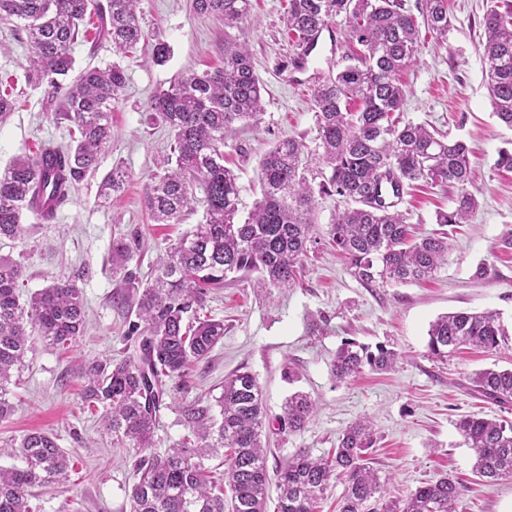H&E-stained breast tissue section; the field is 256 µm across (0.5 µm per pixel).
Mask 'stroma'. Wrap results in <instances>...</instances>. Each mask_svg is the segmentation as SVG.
<instances>
[{"label": "stroma", "mask_w": 512, "mask_h": 512, "mask_svg": "<svg viewBox=\"0 0 512 512\" xmlns=\"http://www.w3.org/2000/svg\"><path fill=\"white\" fill-rule=\"evenodd\" d=\"M249 13L236 24L195 14L189 0H142L140 24L145 41L118 58L109 40L100 38L97 19L86 20L73 47L76 68H106L119 63L127 81L112 105V140L102 151L97 171L74 191L55 223L28 227L23 238L0 241V257L24 266L27 292L53 279L85 269L80 281L86 327L71 350L32 337V349L18 373L9 400L13 411L0 421V441L31 430L53 434L75 460L68 482L37 492V512H132L134 453L112 444L98 413L81 402V364L131 353L129 315L112 305L121 282L112 275V241L138 233L142 247L129 268L147 280L158 253L199 223L202 208L182 223H153L145 206V186L170 152L171 135L161 120H150L153 96L179 75L220 67L224 46L246 45L263 85V111L257 122L235 124L224 140V163L238 176L240 210L248 212L261 197L257 167L263 154L288 137L305 146L310 167L321 170L322 150L312 95L334 74L350 51L342 19L321 35L303 71L286 66L294 44L283 16L288 0H250ZM486 0H448L452 28L447 40L427 27L419 29L418 52L400 79L407 91L404 119L433 127L471 149L469 191L478 206L468 223L449 239L448 258L432 278L418 284L367 288L361 285L335 249L327 229L346 205L334 194L318 195L313 240L295 284L263 287L250 276L226 281L215 290L205 315L224 322V340L208 362L190 376L170 383L162 409L155 450L178 447L189 429L179 408L199 398L219 397L224 379L235 371L252 373L259 382L268 417L295 391L308 393L316 412L304 432L288 435L266 427L267 466L276 469L298 451L317 457L335 448L351 423L370 418L376 443L369 451L388 499H403L419 486L448 473L458 479L460 512H512V480L486 482L473 470V457L455 421L463 414L512 422V404L483 400L469 378L492 366L512 367V342L496 353L478 348L458 351L440 362L426 354L428 330L439 316L459 312H500L512 322V171L496 165L501 149H512V129L493 113L483 75V16ZM164 41L169 57L153 60V46ZM0 79L15 87L19 102L0 125V171L40 141L71 142L68 123L54 122L45 92L25 79L30 48L0 25ZM127 173L123 192L111 201L100 197V184L113 167ZM457 190L417 186L400 206L418 232L439 231L436 214L452 207ZM384 342L402 359L390 373L364 372L336 382L332 363L345 340Z\"/></svg>", "instance_id": "stroma-1"}]
</instances>
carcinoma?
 <instances>
[{
	"label": "carcinoma",
	"instance_id": "carcinoma-1",
	"mask_svg": "<svg viewBox=\"0 0 512 512\" xmlns=\"http://www.w3.org/2000/svg\"><path fill=\"white\" fill-rule=\"evenodd\" d=\"M140 0H0V22L26 35L31 55L27 81L44 88L52 118L69 123L71 143L51 141L33 153L14 157L0 172V239L26 233L23 214L51 224L87 175L96 171L112 141L110 112L125 84L114 63L87 66L76 79L72 47L85 17L102 19L112 51L124 55L145 38L137 9ZM195 13L233 24L249 12V0H191ZM346 38L358 46L336 74L314 90L322 161L330 176L313 187L304 145L294 139L275 143L260 159L261 200L239 218L238 176L224 166V138L236 123L257 119L262 85L248 47H224V67L190 72L155 94L150 109L170 129L174 147L161 171L150 178L145 204L157 224H178L203 194L202 222L193 225L158 257L155 276L145 284L127 271L140 238L112 240V273L129 290L113 303L135 309L127 336L139 339L135 354L121 360H95L81 369L82 399L102 410L112 443L139 454L131 489L133 512H266L271 477L261 444L266 410L255 376L235 371L224 378L215 403L202 399L180 408L194 442L163 454L155 447L160 411L169 381L183 378L209 358L224 339V320L200 316L213 290L231 275L258 274L269 287L292 283L313 231L315 193L335 192L349 206L336 213L329 243L347 260L354 278L369 288L422 281L448 255V234L417 236L390 197L399 200L415 183L451 185L454 206L437 223H468L477 206L468 191L472 168L467 146L437 130L401 118L406 90L397 74L415 57L418 29L397 0H288L284 23L295 38L288 65L306 68L319 36L336 18ZM430 31L448 38L446 0H425ZM485 84L498 120L512 129V3L489 0L484 15ZM359 102L357 112L348 110ZM13 89L0 90V125L16 108ZM126 183L116 166L101 182L105 199ZM86 272L60 278L21 299V263L0 258V421L8 418L14 371L32 349L30 336L67 349L85 330V305L78 282ZM512 338L496 311L455 312L438 317L428 331V356L446 361L464 346L495 352ZM400 356L384 343L371 347L346 341L336 353L333 374L344 381L364 369L388 372ZM474 390L495 403H512V368L485 369L470 378ZM219 411H214V407ZM315 403L303 392L291 394L276 418L278 429L305 431ZM455 427L474 457V471L492 480L512 479V423L465 415ZM368 420L351 424L334 452L313 457L300 451L277 470V512H315L318 495L335 477L344 484L340 512H458L461 489L449 475L417 488L405 500H385L377 472L368 466L374 447ZM224 450V479L217 483L205 460ZM0 512H33L34 488L61 484L74 468L73 457L47 432L31 431L18 442L0 445ZM230 492L224 500V491Z\"/></svg>",
	"mask_w": 512,
	"mask_h": 512
}]
</instances>
